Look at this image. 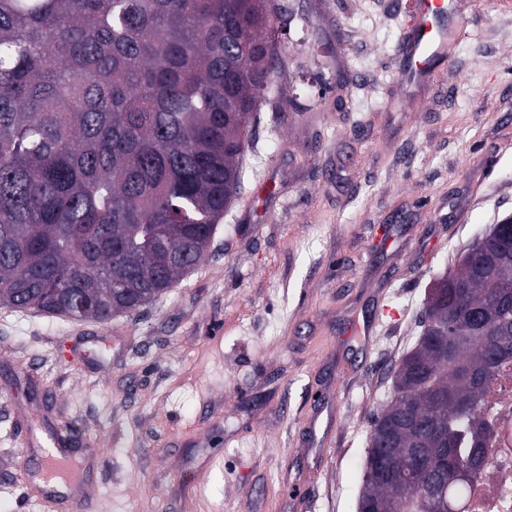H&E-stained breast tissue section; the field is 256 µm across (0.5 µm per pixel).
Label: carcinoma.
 Segmentation results:
<instances>
[{
  "label": "carcinoma",
  "mask_w": 512,
  "mask_h": 512,
  "mask_svg": "<svg viewBox=\"0 0 512 512\" xmlns=\"http://www.w3.org/2000/svg\"><path fill=\"white\" fill-rule=\"evenodd\" d=\"M268 0H0V307L104 323L204 259L281 66ZM512 218L430 285L374 416L357 512L462 509L512 359ZM389 437L404 476L375 474Z\"/></svg>",
  "instance_id": "carcinoma-1"
}]
</instances>
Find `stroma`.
I'll return each mask as SVG.
<instances>
[{"label": "stroma", "instance_id": "1", "mask_svg": "<svg viewBox=\"0 0 512 512\" xmlns=\"http://www.w3.org/2000/svg\"><path fill=\"white\" fill-rule=\"evenodd\" d=\"M290 2L196 270L106 323L0 308V512H44L22 438L49 446L64 421L99 454L86 512H357L431 280L512 216V8L455 0L464 33L404 86L399 0ZM322 76L336 89L312 112Z\"/></svg>", "mask_w": 512, "mask_h": 512}]
</instances>
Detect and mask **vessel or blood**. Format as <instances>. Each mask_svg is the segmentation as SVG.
Segmentation results:
<instances>
[{
  "label": "vessel or blood",
  "mask_w": 512,
  "mask_h": 512,
  "mask_svg": "<svg viewBox=\"0 0 512 512\" xmlns=\"http://www.w3.org/2000/svg\"><path fill=\"white\" fill-rule=\"evenodd\" d=\"M410 25L396 51L398 76L406 84L421 83L432 75L436 58L447 55L449 38L459 37L462 21L451 0H408ZM92 449L73 435H58L35 470L19 474L23 487L48 500L54 512H80L86 496L85 462Z\"/></svg>",
  "instance_id": "obj_1"
}]
</instances>
